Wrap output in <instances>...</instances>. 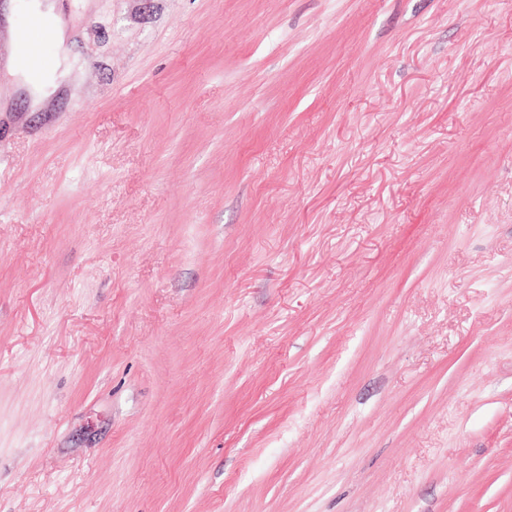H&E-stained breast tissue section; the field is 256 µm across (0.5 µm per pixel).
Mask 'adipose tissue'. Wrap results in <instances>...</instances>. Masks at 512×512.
Here are the masks:
<instances>
[{
  "label": "adipose tissue",
  "mask_w": 512,
  "mask_h": 512,
  "mask_svg": "<svg viewBox=\"0 0 512 512\" xmlns=\"http://www.w3.org/2000/svg\"><path fill=\"white\" fill-rule=\"evenodd\" d=\"M28 9L30 13L40 14L45 25L53 32L48 47L51 64L46 68H31L25 56L16 52L7 66V72L23 81L32 94L34 105L39 106L43 104L50 90L57 88L69 76L68 69L63 65L65 31L59 17L52 11L41 10L38 0H33Z\"/></svg>",
  "instance_id": "adipose-tissue-1"
}]
</instances>
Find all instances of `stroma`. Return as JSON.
<instances>
[{"label": "stroma", "instance_id": "stroma-1", "mask_svg": "<svg viewBox=\"0 0 512 512\" xmlns=\"http://www.w3.org/2000/svg\"><path fill=\"white\" fill-rule=\"evenodd\" d=\"M57 4L0 512H512V0Z\"/></svg>", "mask_w": 512, "mask_h": 512}]
</instances>
